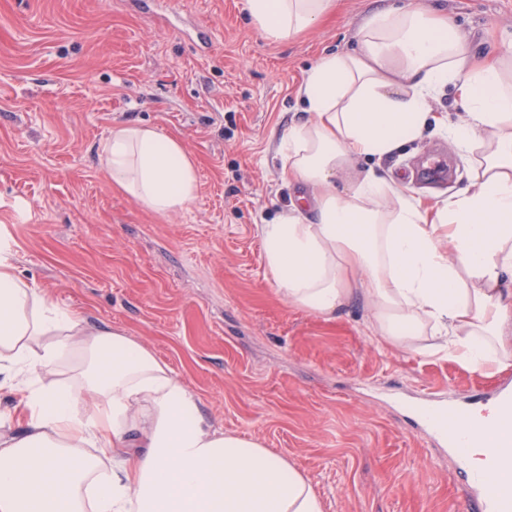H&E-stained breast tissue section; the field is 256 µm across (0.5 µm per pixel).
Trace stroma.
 <instances>
[{"label": "stroma", "instance_id": "1", "mask_svg": "<svg viewBox=\"0 0 512 512\" xmlns=\"http://www.w3.org/2000/svg\"><path fill=\"white\" fill-rule=\"evenodd\" d=\"M415 2L477 53L512 33V0ZM387 3L335 0L270 41L245 0H0V241L23 280L166 362L215 426L287 455L324 512H462L460 461L400 404L488 396L512 367L379 341L359 295L331 315L289 305L260 234L299 192L278 149L303 116L304 74ZM194 23L209 51L183 36ZM124 123L182 141L199 175L187 210L159 215L112 185L98 151ZM383 166L431 202L467 182L440 130Z\"/></svg>", "mask_w": 512, "mask_h": 512}]
</instances>
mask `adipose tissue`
<instances>
[{
	"label": "adipose tissue",
	"instance_id": "adipose-tissue-1",
	"mask_svg": "<svg viewBox=\"0 0 512 512\" xmlns=\"http://www.w3.org/2000/svg\"><path fill=\"white\" fill-rule=\"evenodd\" d=\"M278 41L315 27L331 0H246ZM452 89L445 129L471 158L468 184L427 205L380 163L421 140L430 101ZM284 134L289 182L305 187L262 225L289 304L330 314L360 288L375 335L417 336L473 369L512 359V39L473 55L451 21L405 5L366 17L358 48L322 56ZM112 184L159 214L188 209L199 180L181 142L121 124L99 150ZM72 381L33 390L63 362ZM95 397L80 409L81 393ZM19 431L0 432V512H324L287 457L214 427L199 397L132 338L87 322L0 254V394ZM111 453L104 468L90 449Z\"/></svg>",
	"mask_w": 512,
	"mask_h": 512
}]
</instances>
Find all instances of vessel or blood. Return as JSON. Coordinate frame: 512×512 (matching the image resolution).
Masks as SVG:
<instances>
[{
	"instance_id": "obj_1",
	"label": "vessel or blood",
	"mask_w": 512,
	"mask_h": 512,
	"mask_svg": "<svg viewBox=\"0 0 512 512\" xmlns=\"http://www.w3.org/2000/svg\"><path fill=\"white\" fill-rule=\"evenodd\" d=\"M494 408L487 421L470 405L432 397L423 399L416 410L424 430L459 454L469 448H487V436L496 434L498 445L487 448V464L497 472V479H489L487 472L463 471V484L470 491L467 512H512V388L497 392Z\"/></svg>"
}]
</instances>
